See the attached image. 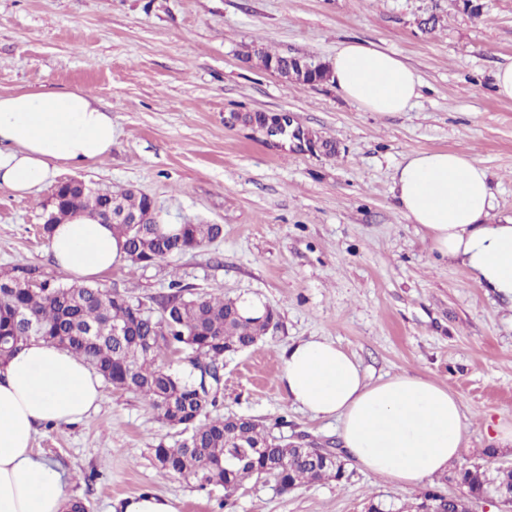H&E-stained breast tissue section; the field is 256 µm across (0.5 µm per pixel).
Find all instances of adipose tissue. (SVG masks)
Returning <instances> with one entry per match:
<instances>
[{
  "label": "adipose tissue",
  "instance_id": "adipose-tissue-1",
  "mask_svg": "<svg viewBox=\"0 0 512 512\" xmlns=\"http://www.w3.org/2000/svg\"><path fill=\"white\" fill-rule=\"evenodd\" d=\"M331 83L349 101L383 115L406 111L420 76L394 54L359 40L341 42ZM112 114L89 91L0 95V188L24 196L55 177L58 164L85 169L112 149ZM401 211L428 231L434 250L472 279L512 299V220L488 223L493 192L487 169L463 151H418L396 168ZM63 273L85 282L123 256L112 227L82 215L56 224L49 244ZM289 401L335 420L342 445L368 475L402 488L447 470L469 422L460 399L436 381L396 374L368 382L356 358L325 338L281 353ZM101 383L81 359L30 339L0 366V512H59L66 482L39 458L38 426L72 424L97 408Z\"/></svg>",
  "mask_w": 512,
  "mask_h": 512
}]
</instances>
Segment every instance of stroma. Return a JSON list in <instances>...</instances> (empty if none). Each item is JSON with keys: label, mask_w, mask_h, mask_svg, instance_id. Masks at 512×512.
<instances>
[{"label": "stroma", "mask_w": 512, "mask_h": 512, "mask_svg": "<svg viewBox=\"0 0 512 512\" xmlns=\"http://www.w3.org/2000/svg\"><path fill=\"white\" fill-rule=\"evenodd\" d=\"M0 0V95L87 90L112 114V151L84 170L19 197L0 189V267L67 283L43 235L58 184L150 196L161 224H220L218 239L149 266L119 261L95 282L155 309L178 279L196 294L251 299L277 326L224 358L211 412L242 416L288 440L342 452L336 423L301 412L280 381V353L324 336L368 381L418 372L448 387L471 418L461 458L512 464V301L439 259L428 233L390 191L413 151L469 150L491 172L488 220L512 219V100L492 73L512 62V0ZM438 18L422 31V18ZM358 39L396 54L422 79L404 112L380 115L331 83L295 86L245 60L270 52L328 63ZM233 112L288 113L336 145L332 155L229 122ZM97 411L40 427L36 452L63 474L68 496L110 512L150 492L179 512H364L374 499L414 502L419 491L362 473L279 492L246 481L232 497L160 470L150 449L178 435L136 393L103 385Z\"/></svg>", "instance_id": "1"}]
</instances>
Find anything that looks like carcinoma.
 Here are the masks:
<instances>
[{"label": "carcinoma", "mask_w": 512, "mask_h": 512, "mask_svg": "<svg viewBox=\"0 0 512 512\" xmlns=\"http://www.w3.org/2000/svg\"><path fill=\"white\" fill-rule=\"evenodd\" d=\"M264 69L280 65L285 82L316 85L330 78L321 63L272 54L256 45L246 53ZM130 212L141 211L151 199L132 191L118 192ZM108 194L72 191L65 206L72 214L93 218L104 216ZM113 234L124 239L123 258L134 263L143 254L157 262L175 253L196 250L222 233L219 224H182L175 233L156 224L148 234L138 235L130 224L115 223ZM157 316L142 302L128 296L91 286L63 287L33 276L21 267L0 270V360L9 359L32 337L67 350L84 359L103 380L115 389L140 395L158 421L179 430L183 439L152 449L154 460L166 472L193 479L201 489L221 488L231 497L249 480L272 481L279 490H291L303 483L325 479L341 480L342 464L324 463L311 448L298 450L284 444L271 431L248 418L213 416L209 407L206 380L218 383L216 373L224 367V354L251 346L266 334L274 311L249 315L238 300L222 296L198 295L175 280L170 291L156 299ZM39 326L27 331L21 314ZM126 325L129 333L115 338L107 328ZM184 352L193 366L210 368L213 375L194 379L164 361L166 352ZM453 479L467 496L478 497L495 485L512 487V467L489 471L482 464L455 466ZM427 490L418 503L405 511L370 501V512H421L431 505L434 512H459L460 503L436 497Z\"/></svg>", "instance_id": "obj_1"}]
</instances>
